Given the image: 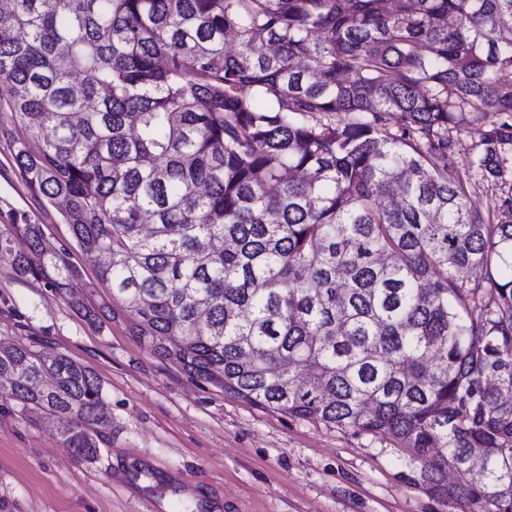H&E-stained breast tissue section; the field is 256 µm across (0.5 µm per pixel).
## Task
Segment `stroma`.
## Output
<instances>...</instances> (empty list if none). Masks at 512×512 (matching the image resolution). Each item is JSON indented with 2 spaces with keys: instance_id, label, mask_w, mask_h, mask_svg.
Listing matches in <instances>:
<instances>
[{
  "instance_id": "obj_1",
  "label": "stroma",
  "mask_w": 512,
  "mask_h": 512,
  "mask_svg": "<svg viewBox=\"0 0 512 512\" xmlns=\"http://www.w3.org/2000/svg\"><path fill=\"white\" fill-rule=\"evenodd\" d=\"M0 84V225L26 216L77 269L67 292L16 276L0 260V341L65 354L103 384L112 426L95 462L77 460L50 415L0 396V512H471L410 481L396 438L259 406L190 378L132 330L96 281L59 206L14 160L22 128ZM105 312L91 326L71 301Z\"/></svg>"
}]
</instances>
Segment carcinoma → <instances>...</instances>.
<instances>
[{"mask_svg": "<svg viewBox=\"0 0 512 512\" xmlns=\"http://www.w3.org/2000/svg\"><path fill=\"white\" fill-rule=\"evenodd\" d=\"M0 82L17 167L156 353L512 512V0H0ZM0 253L75 272L25 218ZM0 393L98 457L88 367L1 345Z\"/></svg>", "mask_w": 512, "mask_h": 512, "instance_id": "1", "label": "carcinoma"}]
</instances>
